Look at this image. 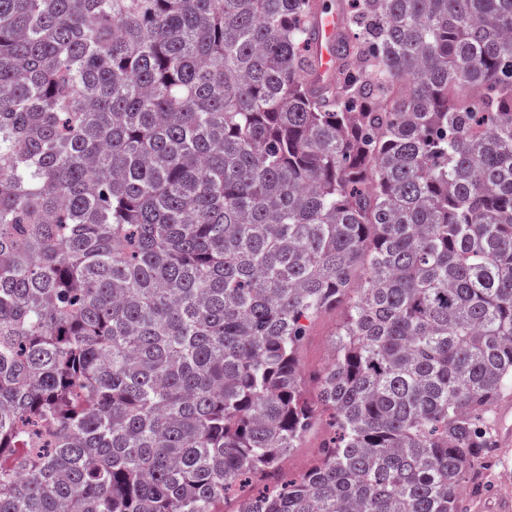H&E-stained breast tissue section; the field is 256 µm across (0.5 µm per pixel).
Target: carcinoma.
I'll use <instances>...</instances> for the list:
<instances>
[{"label": "carcinoma", "instance_id": "carcinoma-1", "mask_svg": "<svg viewBox=\"0 0 512 512\" xmlns=\"http://www.w3.org/2000/svg\"><path fill=\"white\" fill-rule=\"evenodd\" d=\"M326 10L0 0V512H222L320 408L238 512H468L512 395V0H339L324 76ZM345 316L344 307L330 309L310 324L298 352V369L307 398L317 401L318 377L331 364L334 356L336 336ZM332 434L333 428L328 415L317 412L313 425L299 441L298 448H293L282 462L280 473L285 477H299L305 474Z\"/></svg>", "mask_w": 512, "mask_h": 512}]
</instances>
